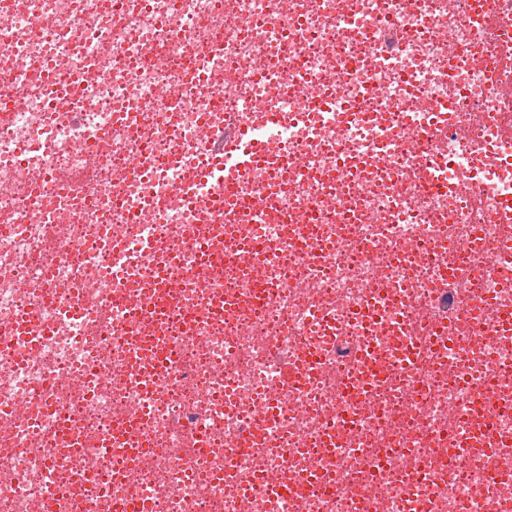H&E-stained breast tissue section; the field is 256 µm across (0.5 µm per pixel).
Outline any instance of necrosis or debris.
I'll return each instance as SVG.
<instances>
[{"label": "necrosis or debris", "mask_w": 512, "mask_h": 512, "mask_svg": "<svg viewBox=\"0 0 512 512\" xmlns=\"http://www.w3.org/2000/svg\"><path fill=\"white\" fill-rule=\"evenodd\" d=\"M510 42L512 0H0V512H512ZM271 112L295 171L204 210ZM282 118L278 112L270 113L260 129L237 125L212 152L211 162L205 166L200 181L215 185L203 204L210 209L222 207L224 199L236 193L235 178L251 174L261 166H272L268 142L282 132ZM200 183V184H203Z\"/></svg>", "instance_id": "obj_1"}]
</instances>
